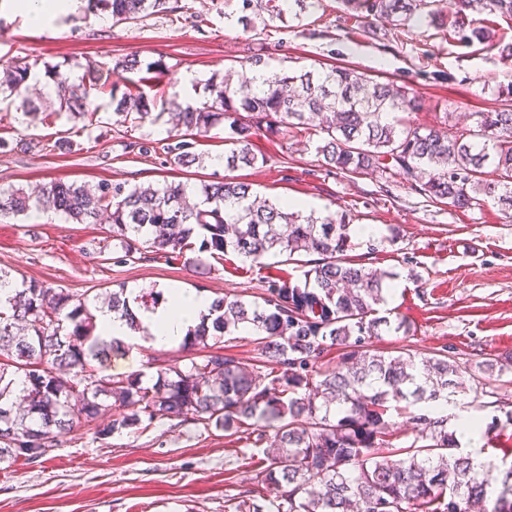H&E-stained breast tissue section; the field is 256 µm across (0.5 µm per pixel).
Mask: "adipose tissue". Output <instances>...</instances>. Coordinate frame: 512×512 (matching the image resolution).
Returning <instances> with one entry per match:
<instances>
[{
  "label": "adipose tissue",
  "mask_w": 512,
  "mask_h": 512,
  "mask_svg": "<svg viewBox=\"0 0 512 512\" xmlns=\"http://www.w3.org/2000/svg\"><path fill=\"white\" fill-rule=\"evenodd\" d=\"M211 304L206 296L177 293L153 309H135L134 315L140 335L148 337L153 346L164 348L182 342L190 329L210 315Z\"/></svg>",
  "instance_id": "1"
}]
</instances>
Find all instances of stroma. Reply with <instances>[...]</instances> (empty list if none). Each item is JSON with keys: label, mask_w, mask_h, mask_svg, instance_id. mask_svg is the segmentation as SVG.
<instances>
[{"label": "stroma", "mask_w": 512, "mask_h": 512, "mask_svg": "<svg viewBox=\"0 0 512 512\" xmlns=\"http://www.w3.org/2000/svg\"><path fill=\"white\" fill-rule=\"evenodd\" d=\"M180 17L155 15L137 23H113L87 8L42 27L30 26L0 0V59L35 63L40 88L53 95L47 68L70 78L82 76L87 61L107 64L102 80L125 87L134 75L110 70L114 60L137 56L165 59L176 69L172 82L154 87L165 100L194 102L215 73L239 68L262 52L274 68L295 71L335 64L393 81L417 92L421 106L410 113L417 125L452 118L472 124L476 112L507 104L498 87L512 84V58L479 45L463 47L419 25L392 35L388 23L350 19L340 0H317L302 20L276 24L257 34L239 22L238 0H182ZM98 122L90 132L71 133L70 122L27 125L0 123V136L28 143L25 152H0V187L31 192L54 180L97 183L107 179L145 186L163 180L197 183L231 176L251 184L270 200H298L318 212H346L354 224L377 231L352 236V262L392 272L398 286L386 293V309L409 325L373 340L372 349L426 356L444 350L468 368L512 352V216L497 206L458 210L408 189L391 175L395 200L377 195L375 175L346 177L326 173L314 147L289 138L258 135L264 164L228 169L221 159L231 146L227 125L198 139L205 162L191 168L161 165L155 155L132 151L135 140L159 142L171 136L168 125L124 129L112 124V105L100 96ZM72 151H55L61 137ZM112 227L77 224L54 213L34 212L0 221V270L12 278L36 280L76 295L96 294L117 285L165 293L184 291L210 297L237 295L260 300L264 279L276 273L275 257L259 269L232 253L206 256L209 274L183 259L156 257L122 262L108 250ZM377 251H370V244ZM193 350L179 345L158 349L140 338L112 357L109 371L156 380V363L184 365ZM459 403L491 419L496 407L512 410V373L488 379L486 393L465 391ZM245 443L193 422L161 417L149 426L95 437L86 426L62 433L49 455L27 464L0 463V512H231L235 498L251 490L252 464Z\"/></svg>", "instance_id": "stroma-1"}]
</instances>
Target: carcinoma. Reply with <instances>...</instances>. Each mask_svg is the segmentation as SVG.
Wrapping results in <instances>:
<instances>
[{
	"label": "carcinoma",
	"instance_id": "1",
	"mask_svg": "<svg viewBox=\"0 0 512 512\" xmlns=\"http://www.w3.org/2000/svg\"><path fill=\"white\" fill-rule=\"evenodd\" d=\"M440 2L342 0L357 19L384 18L397 29L423 21L464 47L485 44L512 57V41L473 18H501L512 31V0H455L448 15ZM310 6L311 0H242L263 30L291 12L301 20ZM88 9H101L121 24L175 15L185 6L181 0H89ZM31 68L22 59L9 66L0 103L24 118L41 110L89 130L97 115L93 98L106 91L103 66H89L78 83L55 67L45 70L56 94L43 108L29 95ZM112 69L143 71L158 81L174 75L162 58H118ZM206 90L197 106L173 101L160 107L140 90L113 86V125L165 121L180 139L159 148L135 146L178 168L202 163L193 140L224 122L234 145L225 158L229 168L266 162L253 149V138L264 132L317 136L320 166L329 174L395 171L410 190L455 209L492 203L512 211L511 107L476 112L469 127L415 125L402 113L418 110L420 101L405 85L342 67L290 73L270 67L260 53L238 69L212 74ZM33 211L77 224L107 217L112 250L123 261L135 260L142 240L156 254L193 253L186 263L203 274L210 273L204 252L231 251L259 268L267 256H280L305 268L304 281L294 282L286 272L266 277L260 304L236 296L214 299L212 323L186 338L203 352L201 360L184 367L161 364L156 382L145 386L136 376L107 373L124 341L96 332L101 299L138 330L125 286L91 299L33 280L17 283L0 270V462L43 458L59 433L82 422L104 436L170 416L251 439L255 448L273 432L278 454L255 474L256 488L233 512H467L486 501L493 486L492 512H512V464L501 470L461 453L448 417L436 412L463 388L457 362L444 351L419 359L369 350L371 339L391 327L378 306L392 276L348 259V215L305 213L261 198L233 178L147 188L55 180L35 197L0 188V219ZM247 327L260 336V366L224 352V337ZM333 346L343 349L334 366L322 362ZM477 369L470 379L478 386L482 374L511 370L512 353ZM114 403L130 413L97 425L101 411ZM415 405L422 410L413 417L418 433L410 445L396 448L391 411Z\"/></svg>",
	"mask_w": 512,
	"mask_h": 512
}]
</instances>
